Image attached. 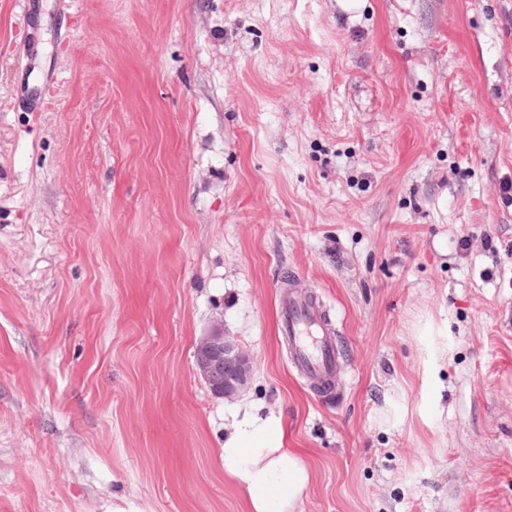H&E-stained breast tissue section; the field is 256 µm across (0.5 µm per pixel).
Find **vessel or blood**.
Here are the masks:
<instances>
[{"label":"vessel or blood","instance_id":"1","mask_svg":"<svg viewBox=\"0 0 512 512\" xmlns=\"http://www.w3.org/2000/svg\"><path fill=\"white\" fill-rule=\"evenodd\" d=\"M281 331L287 336L295 363L309 376L330 380L336 371V345L318 312L305 299L289 296L281 306Z\"/></svg>","mask_w":512,"mask_h":512}]
</instances>
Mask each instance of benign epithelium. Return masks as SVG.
<instances>
[{"label": "benign epithelium", "instance_id": "1", "mask_svg": "<svg viewBox=\"0 0 512 512\" xmlns=\"http://www.w3.org/2000/svg\"><path fill=\"white\" fill-rule=\"evenodd\" d=\"M254 359L236 341L224 335L220 325L200 336L195 349V368L211 392L226 400L240 397L248 388Z\"/></svg>", "mask_w": 512, "mask_h": 512}]
</instances>
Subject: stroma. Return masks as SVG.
<instances>
[{
  "mask_svg": "<svg viewBox=\"0 0 512 512\" xmlns=\"http://www.w3.org/2000/svg\"><path fill=\"white\" fill-rule=\"evenodd\" d=\"M249 408L300 512H512V0H0V512H248ZM281 331L292 346L295 363L309 376L330 380L336 371V345L318 312L305 299L289 296L281 306ZM194 357L197 373L215 396L233 400L247 390L254 359L235 340L224 336L222 325H213L200 336ZM279 418L250 414L224 436V472L243 493L250 512H296L311 484L303 459L284 448Z\"/></svg>",
  "mask_w": 512,
  "mask_h": 512,
  "instance_id": "1",
  "label": "stroma"
}]
</instances>
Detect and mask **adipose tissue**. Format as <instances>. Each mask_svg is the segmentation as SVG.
<instances>
[{"label":"adipose tissue","instance_id":"obj_1","mask_svg":"<svg viewBox=\"0 0 512 512\" xmlns=\"http://www.w3.org/2000/svg\"><path fill=\"white\" fill-rule=\"evenodd\" d=\"M224 472L250 512H298L311 484L303 459L284 446L280 419L247 415L224 437Z\"/></svg>","mask_w":512,"mask_h":512}]
</instances>
